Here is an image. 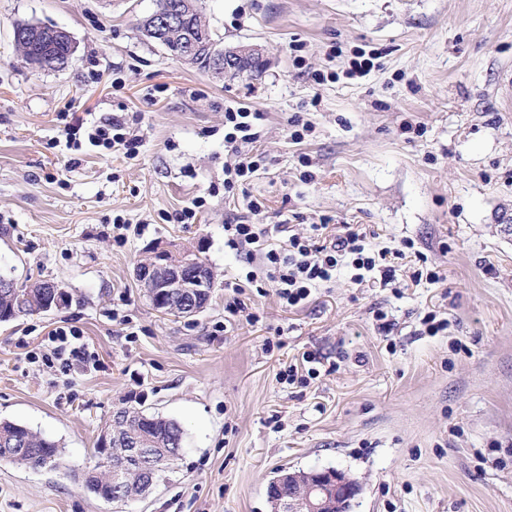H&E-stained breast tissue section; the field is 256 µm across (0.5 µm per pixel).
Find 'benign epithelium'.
Listing matches in <instances>:
<instances>
[{"label": "benign epithelium", "instance_id": "obj_1", "mask_svg": "<svg viewBox=\"0 0 512 512\" xmlns=\"http://www.w3.org/2000/svg\"><path fill=\"white\" fill-rule=\"evenodd\" d=\"M199 37L207 42V49L216 71H234L241 76L249 72V64L261 56L257 45H238L219 49L210 40L207 28L198 27ZM33 39L46 45H63L67 55L74 52L71 35L60 27H38L32 30ZM210 267L202 263L196 252L174 253L168 246L155 243L148 248V258L137 264L135 277L157 309L167 311L179 307L183 316L192 317L207 305L204 297ZM42 296L49 309H60L67 303L68 294L52 281L43 283ZM122 436L104 431L100 436L103 450L102 464L109 469V480L116 485H128L131 467L112 465V449L120 447ZM288 482V494L282 493V485L267 488L268 498L275 506L274 512H349V505L359 495V483L344 471L328 467L309 472L295 471L284 476Z\"/></svg>", "mask_w": 512, "mask_h": 512}]
</instances>
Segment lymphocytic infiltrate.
<instances>
[{"mask_svg": "<svg viewBox=\"0 0 512 512\" xmlns=\"http://www.w3.org/2000/svg\"><path fill=\"white\" fill-rule=\"evenodd\" d=\"M263 113L249 107L226 108L224 111V145L237 149L239 144L255 142ZM91 146L106 152L132 157L138 154L140 141L120 118L96 124L86 130ZM286 233L284 225L268 231L258 224H228L224 227L226 245L246 252L250 260L259 261L266 279L279 299L289 308L305 303L313 290L331 281L341 260H349L355 273L354 283H363L365 275L378 271L381 286L396 279L397 268L388 261L387 251L371 252L360 229L343 225L331 239L318 241L314 236L286 233V240L273 239V232Z\"/></svg>", "mask_w": 512, "mask_h": 512, "instance_id": "lymphocytic-infiltrate-1", "label": "lymphocytic infiltrate"}]
</instances>
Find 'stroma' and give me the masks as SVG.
Masks as SVG:
<instances>
[{
  "instance_id": "35a3bbf8",
  "label": "stroma",
  "mask_w": 512,
  "mask_h": 512,
  "mask_svg": "<svg viewBox=\"0 0 512 512\" xmlns=\"http://www.w3.org/2000/svg\"><path fill=\"white\" fill-rule=\"evenodd\" d=\"M200 5L221 46L263 48L260 76L177 61L139 30L154 0H0V272L69 295L0 322V420L61 446L55 469L0 461V512H271L267 485L288 467L348 473L361 486L352 512H512V0ZM28 21L71 34L65 69L16 52L13 29ZM357 51L373 67L351 77ZM241 104L265 114L263 162L228 193L224 110ZM295 114L312 126L300 143ZM112 116L140 136L137 158L64 133ZM198 197L200 221L175 223ZM241 220L297 233L358 224L371 251H416L388 287L354 284L344 261L303 306L251 287L258 321L228 319L249 266L224 227ZM158 241L214 271L197 316L157 311L137 282ZM423 266L440 282L414 281ZM431 311L448 320L434 336ZM58 327L77 331L93 365L57 360ZM306 353L316 378L282 380ZM125 404L176 420L186 447L152 494L117 504L81 475Z\"/></svg>"
}]
</instances>
